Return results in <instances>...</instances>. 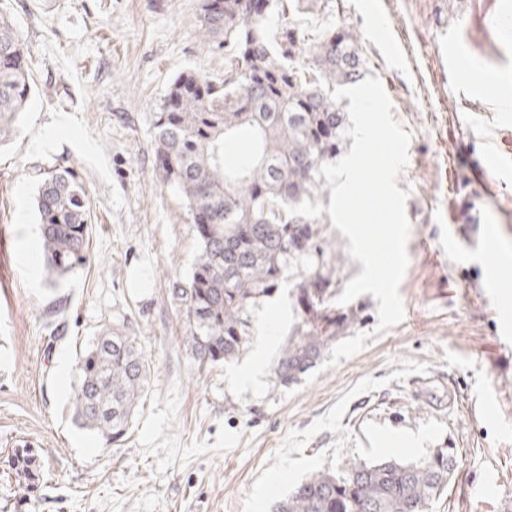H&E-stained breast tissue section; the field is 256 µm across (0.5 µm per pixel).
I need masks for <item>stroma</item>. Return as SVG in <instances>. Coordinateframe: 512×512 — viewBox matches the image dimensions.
<instances>
[{
	"label": "stroma",
	"mask_w": 512,
	"mask_h": 512,
	"mask_svg": "<svg viewBox=\"0 0 512 512\" xmlns=\"http://www.w3.org/2000/svg\"><path fill=\"white\" fill-rule=\"evenodd\" d=\"M201 4L0 0L33 84L0 145V512H274L312 473L439 448L456 450L455 471L428 512H512V0H336L302 14L306 48L335 22L356 29L366 75L410 132L397 186L411 232L403 322L376 332L377 301L357 297L364 349L286 388L273 369L293 323L287 294L254 310L237 362L199 364L182 343L172 288L197 240L155 175L152 123L178 73L224 75ZM465 58L481 79L464 77ZM58 164L88 192L91 261L53 282L34 197L39 170ZM478 164L492 181L473 179ZM477 217L500 258L449 249ZM109 326L155 367L117 446L76 426L75 375L58 372ZM259 352V383H240ZM385 433L402 437L397 450L381 449ZM24 443L43 465L26 494L7 466Z\"/></svg>",
	"instance_id": "1"
}]
</instances>
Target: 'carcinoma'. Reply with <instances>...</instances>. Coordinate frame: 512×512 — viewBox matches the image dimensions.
<instances>
[{
	"label": "carcinoma",
	"instance_id": "cac0c4a2",
	"mask_svg": "<svg viewBox=\"0 0 512 512\" xmlns=\"http://www.w3.org/2000/svg\"><path fill=\"white\" fill-rule=\"evenodd\" d=\"M329 0H211L199 29L224 45V79L178 74L154 113L156 176L174 188L198 241L186 279L173 284L182 304L184 345L200 364L230 363L243 353L251 314L288 284L294 324L274 375L298 382L333 343L363 320L358 308L336 302L339 284L324 267L338 261L322 236L324 219L291 216L289 205L316 203L347 139L346 113L330 97L358 83L366 60L357 34L327 28L303 54L293 15ZM31 94L28 56L15 28L0 17V145L12 135ZM251 145L232 163L227 143ZM45 266L64 276L89 263L91 226L86 187L68 166L44 174L35 196ZM74 422L105 444L128 434L151 381V362L136 338L104 330L75 366ZM9 468L24 490L40 482L32 451L17 450ZM452 448L403 463L351 462L300 482L276 512H426L448 488Z\"/></svg>",
	"mask_w": 512,
	"mask_h": 512
}]
</instances>
